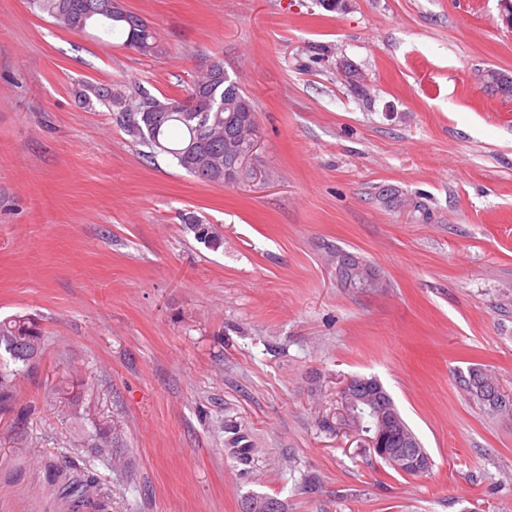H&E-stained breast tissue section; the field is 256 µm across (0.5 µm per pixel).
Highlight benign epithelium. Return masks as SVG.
<instances>
[{"label":"benign epithelium","instance_id":"obj_1","mask_svg":"<svg viewBox=\"0 0 512 512\" xmlns=\"http://www.w3.org/2000/svg\"><path fill=\"white\" fill-rule=\"evenodd\" d=\"M359 398L369 400L371 411L377 415L376 429L371 435L365 436L368 447L400 471L409 470L418 477L429 473L426 459L404 437L397 416L383 400L376 386L360 377L347 379L339 390L345 417L353 423V428L362 431L360 416L351 411L353 403Z\"/></svg>","mask_w":512,"mask_h":512}]
</instances>
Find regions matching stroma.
<instances>
[{"label": "stroma", "mask_w": 512, "mask_h": 512, "mask_svg": "<svg viewBox=\"0 0 512 512\" xmlns=\"http://www.w3.org/2000/svg\"><path fill=\"white\" fill-rule=\"evenodd\" d=\"M121 0L145 56L0 0V320L42 329L0 410V512H512V27L499 0ZM223 61L258 112L237 182L149 158L85 84L161 97ZM420 202L419 219L385 202ZM208 224L196 239L186 217ZM383 288L354 292L336 251ZM377 378L432 460L401 474L344 424ZM112 440L111 457L90 445ZM459 383L462 389L471 397L476 399L488 412L492 414L511 415L512 414V396L505 394V391L493 380L481 367L473 366L469 368L467 376L461 375ZM492 387L497 388L498 399L500 401L492 405L484 398V390ZM50 481L66 485L70 497L75 501V507L90 506L96 495L97 479L94 474H87L79 483H69L66 474L61 471L51 472Z\"/></svg>", "instance_id": "obj_1"}]
</instances>
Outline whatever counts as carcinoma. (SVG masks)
Here are the masks:
<instances>
[{
	"instance_id": "cac0c4a2",
	"label": "carcinoma",
	"mask_w": 512,
	"mask_h": 512,
	"mask_svg": "<svg viewBox=\"0 0 512 512\" xmlns=\"http://www.w3.org/2000/svg\"><path fill=\"white\" fill-rule=\"evenodd\" d=\"M55 24L72 32H81L91 24L102 26L112 35L133 45L144 55L157 52L156 33L139 16L124 10L118 0H31ZM199 94V103L173 110L175 97L157 98L143 94L134 100L110 88L87 84L84 100L96 99L117 108L119 122L127 134L151 150L171 155L177 165L198 180L224 183V164L231 163L243 146L228 137L244 124H257L252 101L238 84L224 72L223 62L213 60L201 71L182 94ZM42 336L38 322L29 316H16L0 322V405L13 400L21 370L10 363L28 368L38 357ZM9 356L4 361L3 355ZM462 389L492 414L511 415L512 396L497 386L492 376L480 367L469 368L459 377ZM50 481L67 486L75 506L91 504L96 495L97 479L93 474L74 484L61 471L49 475Z\"/></svg>"
}]
</instances>
